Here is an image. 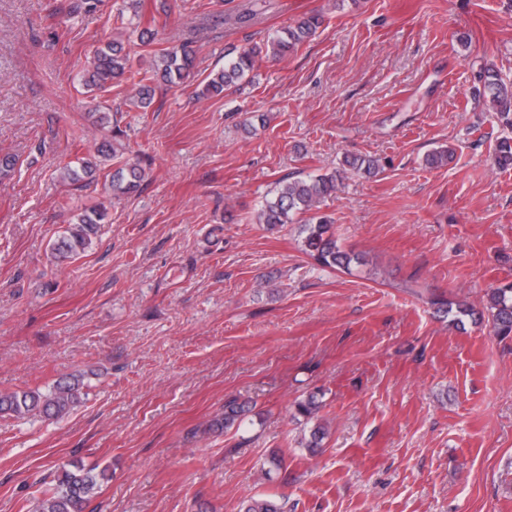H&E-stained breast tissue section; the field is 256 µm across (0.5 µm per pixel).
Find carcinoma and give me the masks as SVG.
<instances>
[{"label":"carcinoma","instance_id":"obj_1","mask_svg":"<svg viewBox=\"0 0 512 512\" xmlns=\"http://www.w3.org/2000/svg\"><path fill=\"white\" fill-rule=\"evenodd\" d=\"M323 23V16L312 13L301 18L295 25L282 29L269 37L263 45H252L238 51L224 62V67L211 72L199 84V95L219 96L236 88L253 72L264 57L285 59L289 54L310 39ZM195 50L189 42L140 58L138 64L119 40H111L93 51L88 69L81 73L79 81L91 93L105 92L112 83H126L132 91L136 106L146 110L153 102L155 85L176 87L190 76ZM478 79L483 83V96L489 98L491 108L502 127L497 139L492 162L499 170L512 169V83L503 80L498 73L485 69ZM120 151L111 145L104 150L107 160L116 161L112 170L101 171L105 189L119 197L137 191L144 179L143 169L135 162L117 160ZM348 169L372 175L378 168L373 158L353 157L344 160ZM98 163L78 158L61 168V178L73 185H82L96 180ZM336 174H309L303 178L279 181L269 197L257 208L253 223L264 225L274 232L293 222L296 214H306L308 219L298 231L300 251L320 268L349 272L351 264L358 260L354 254L338 244L334 231V219L320 212L324 198L336 189ZM107 208L98 204L81 215L70 225L68 234L53 247L52 256L63 262L75 259L92 247L93 238L100 225L106 223ZM447 305L449 322L459 325L464 319L488 315L493 334L507 338L512 335V282L492 288L487 293L485 311L479 312L465 302L444 303ZM80 403L79 383L63 381L56 383L48 392L38 390L0 392V415L25 418L44 415L63 418ZM322 407L314 394L296 403V412L306 423L312 424L309 438L302 441L304 448L314 454L322 448L327 429L321 423ZM250 407L236 399L224 402V412L215 416L209 427L213 430H228L239 427ZM110 477L104 467L85 468L74 463L63 464L55 484L43 491L38 512H86L102 483ZM244 512H288V499L275 495L252 496L244 503Z\"/></svg>","mask_w":512,"mask_h":512}]
</instances>
